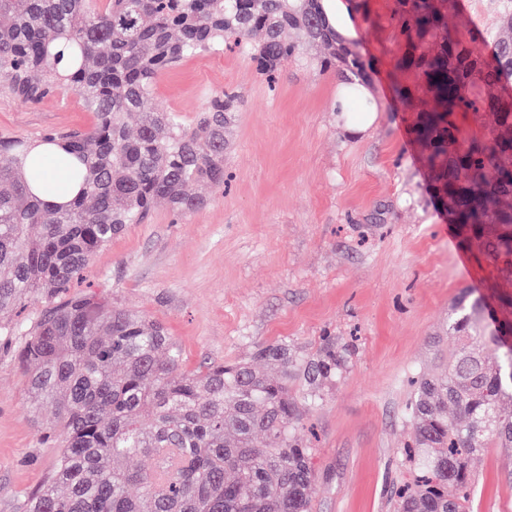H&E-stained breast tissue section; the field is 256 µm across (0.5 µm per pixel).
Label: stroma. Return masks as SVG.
Instances as JSON below:
<instances>
[{
    "label": "stroma",
    "instance_id": "1",
    "mask_svg": "<svg viewBox=\"0 0 512 512\" xmlns=\"http://www.w3.org/2000/svg\"><path fill=\"white\" fill-rule=\"evenodd\" d=\"M394 0L354 12L353 39L374 63L375 119L353 134L334 106L342 77L288 63L269 81L235 48L185 60L157 80L153 106L193 117L211 95L241 101L227 132L224 187L175 219L159 205L93 258L86 280L164 322L188 369L249 358L283 341L316 351L322 337L352 349L323 401L307 409L315 438L313 512H391L411 477L409 381L454 344L459 302L500 288L460 243L434 199L412 113L389 91L397 50ZM92 122L78 96L39 103L0 90V135L38 137ZM15 346L0 345V512L53 471L51 411H33ZM469 512H512V450L473 463Z\"/></svg>",
    "mask_w": 512,
    "mask_h": 512
}]
</instances>
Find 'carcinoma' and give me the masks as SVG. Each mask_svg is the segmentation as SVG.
<instances>
[{
    "label": "carcinoma",
    "mask_w": 512,
    "mask_h": 512,
    "mask_svg": "<svg viewBox=\"0 0 512 512\" xmlns=\"http://www.w3.org/2000/svg\"><path fill=\"white\" fill-rule=\"evenodd\" d=\"M454 7L396 0L390 93L406 109L430 98L412 134L438 202L462 241L512 282V9L488 53L483 35L448 23ZM229 44L269 80L316 44L315 69L353 76L346 99L370 84L369 63L332 30L321 0H0L4 88L29 102L71 90L94 117L84 131L0 137V312L45 297L33 319L0 321V344L21 337L25 389L53 413L58 443L54 470L18 499L21 512H312L304 406L341 376L347 348L327 336L307 355L277 341L258 345L252 362L190 370L160 321L105 289L75 291L97 251L157 203L182 217L207 203L190 187H224L238 95L216 94L188 120L155 111L152 94L161 74ZM50 143L80 163V192L64 208L25 179L32 148ZM484 309L478 298L451 319L448 365L414 383L420 475L394 512H467L472 459L492 444L512 448V294L499 296L492 322ZM140 456L151 468L127 466Z\"/></svg>",
    "instance_id": "1"
}]
</instances>
